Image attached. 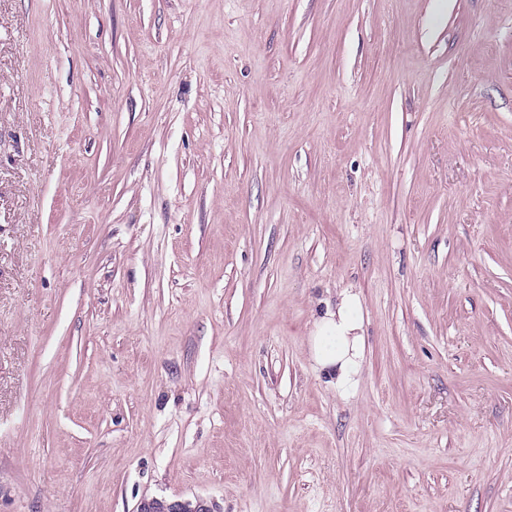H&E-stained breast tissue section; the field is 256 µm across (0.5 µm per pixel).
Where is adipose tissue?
<instances>
[{"mask_svg": "<svg viewBox=\"0 0 512 512\" xmlns=\"http://www.w3.org/2000/svg\"><path fill=\"white\" fill-rule=\"evenodd\" d=\"M311 359L328 385L340 395L357 386L365 360L361 304L357 294L341 293L335 308L315 317L308 336Z\"/></svg>", "mask_w": 512, "mask_h": 512, "instance_id": "adipose-tissue-1", "label": "adipose tissue"}]
</instances>
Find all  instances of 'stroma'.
Here are the masks:
<instances>
[{
    "instance_id": "obj_1",
    "label": "stroma",
    "mask_w": 512,
    "mask_h": 512,
    "mask_svg": "<svg viewBox=\"0 0 512 512\" xmlns=\"http://www.w3.org/2000/svg\"><path fill=\"white\" fill-rule=\"evenodd\" d=\"M146 495L512 512V0H0V512ZM308 345L311 359L326 383L338 394L350 395L365 360L363 318L357 294L344 291L336 311L327 305L314 318Z\"/></svg>"
}]
</instances>
